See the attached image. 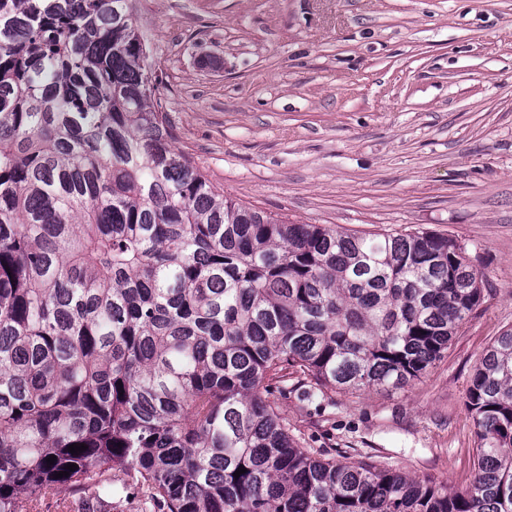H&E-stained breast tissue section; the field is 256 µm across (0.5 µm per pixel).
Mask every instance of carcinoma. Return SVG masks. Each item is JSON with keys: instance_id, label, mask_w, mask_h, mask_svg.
<instances>
[{"instance_id": "1", "label": "carcinoma", "mask_w": 512, "mask_h": 512, "mask_svg": "<svg viewBox=\"0 0 512 512\" xmlns=\"http://www.w3.org/2000/svg\"><path fill=\"white\" fill-rule=\"evenodd\" d=\"M147 42L134 0H0V512L63 486L94 491L67 512H112L114 471L167 512H512V327L466 391V486L293 445L291 377L407 387L482 280L447 236L224 197L176 146Z\"/></svg>"}]
</instances>
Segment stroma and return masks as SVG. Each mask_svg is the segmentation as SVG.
<instances>
[{"mask_svg":"<svg viewBox=\"0 0 512 512\" xmlns=\"http://www.w3.org/2000/svg\"><path fill=\"white\" fill-rule=\"evenodd\" d=\"M160 96L226 197L360 235L466 245L484 299L406 389L277 401L298 448L459 487L476 462L466 390L512 327V0H147Z\"/></svg>","mask_w":512,"mask_h":512,"instance_id":"35a3bbf8","label":"stroma"}]
</instances>
